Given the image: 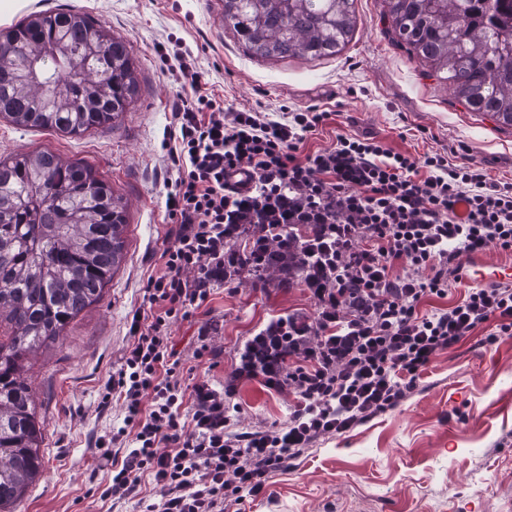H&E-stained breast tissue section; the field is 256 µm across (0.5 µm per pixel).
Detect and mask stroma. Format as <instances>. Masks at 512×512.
Returning <instances> with one entry per match:
<instances>
[{
	"mask_svg": "<svg viewBox=\"0 0 512 512\" xmlns=\"http://www.w3.org/2000/svg\"><path fill=\"white\" fill-rule=\"evenodd\" d=\"M31 9H79L95 17L126 44L141 92L115 127L78 138L0 118V155L49 148L86 161L123 197L128 215L126 256L103 300L82 312L28 373L45 427L44 468L16 512H141L142 501L159 496L152 475L142 476L132 498L103 497L110 474L99 469L89 440L124 416L118 399L101 411L100 393L133 342L130 326L143 286L163 268V140L181 87L155 44L182 38L205 74V92L235 106L330 112L306 139L308 151L330 147L340 135L372 134L392 152L469 160L493 180L512 184V128L468 111L449 85L430 76L389 33L383 0H354L355 32L340 54L280 61L247 53L220 18L222 0H35ZM466 266L468 276L449 278L447 297L427 298L421 314L461 300L470 287L512 285V254L491 248ZM317 311L303 286L235 280L216 286L189 317L170 319L187 384L224 396L226 435L287 423L296 390L242 375L239 352L270 321ZM203 326L210 329L204 355L197 341ZM488 332L480 326L436 356L418 390L396 409L351 432L320 437L292 468L269 475L260 495L227 512H512V335L487 346Z\"/></svg>",
	"mask_w": 512,
	"mask_h": 512,
	"instance_id": "1",
	"label": "stroma"
}]
</instances>
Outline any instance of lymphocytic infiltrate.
Returning <instances> with one entry per match:
<instances>
[{"mask_svg":"<svg viewBox=\"0 0 512 512\" xmlns=\"http://www.w3.org/2000/svg\"><path fill=\"white\" fill-rule=\"evenodd\" d=\"M155 51L193 95L176 104L165 142L171 228L164 270L148 278V314L133 316L134 342L101 396L105 409L121 399L125 415L94 447L111 467L105 493L112 499L128 498L148 473L162 493L144 512H224L227 503L258 495L269 474L290 469L323 435L394 410L431 360L477 327L493 325L488 345L512 335L508 285L471 288L428 317L417 312L425 298L447 296L448 274L463 273V255L512 250V185L442 154L391 152L372 136L340 135L331 147L302 152L328 112L309 108L274 120L225 107L223 98L202 93L203 75L182 41L157 43ZM288 223L335 227L336 286L317 295L326 343L311 366L288 365L299 399L285 427L229 437L207 413L214 392L186 389L167 320L208 300L222 276L225 225ZM362 233L369 242L359 249ZM189 267L198 271L191 282L181 276ZM422 267L424 279L415 275ZM354 298L364 310L341 322Z\"/></svg>","mask_w":512,"mask_h":512,"instance_id":"lymphocytic-infiltrate-1","label":"lymphocytic infiltrate"}]
</instances>
